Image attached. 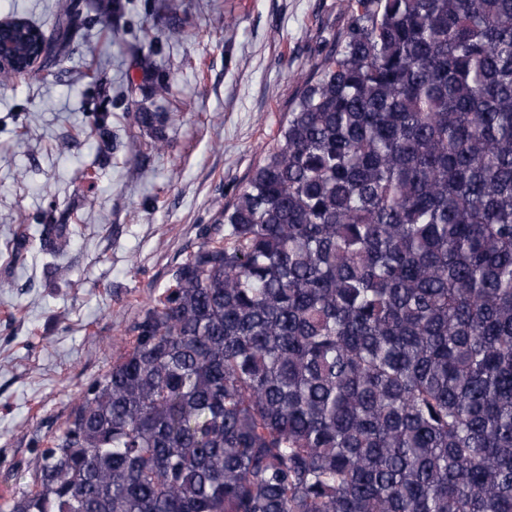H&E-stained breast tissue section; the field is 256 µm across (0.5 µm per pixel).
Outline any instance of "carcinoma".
Here are the masks:
<instances>
[{"label":"carcinoma","mask_w":512,"mask_h":512,"mask_svg":"<svg viewBox=\"0 0 512 512\" xmlns=\"http://www.w3.org/2000/svg\"><path fill=\"white\" fill-rule=\"evenodd\" d=\"M346 6L0 512H512V0ZM16 20L4 86L42 52ZM73 234L40 225L53 277Z\"/></svg>","instance_id":"obj_1"}]
</instances>
